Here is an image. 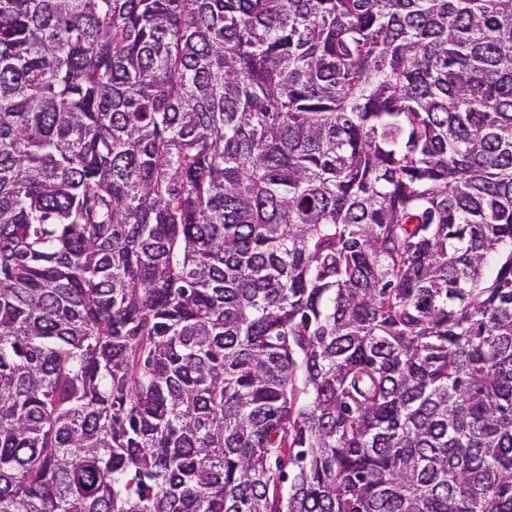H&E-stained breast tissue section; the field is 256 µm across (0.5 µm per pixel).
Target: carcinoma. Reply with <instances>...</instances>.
<instances>
[{
    "mask_svg": "<svg viewBox=\"0 0 512 512\" xmlns=\"http://www.w3.org/2000/svg\"><path fill=\"white\" fill-rule=\"evenodd\" d=\"M0 512H512V0H0Z\"/></svg>",
    "mask_w": 512,
    "mask_h": 512,
    "instance_id": "carcinoma-1",
    "label": "carcinoma"
}]
</instances>
